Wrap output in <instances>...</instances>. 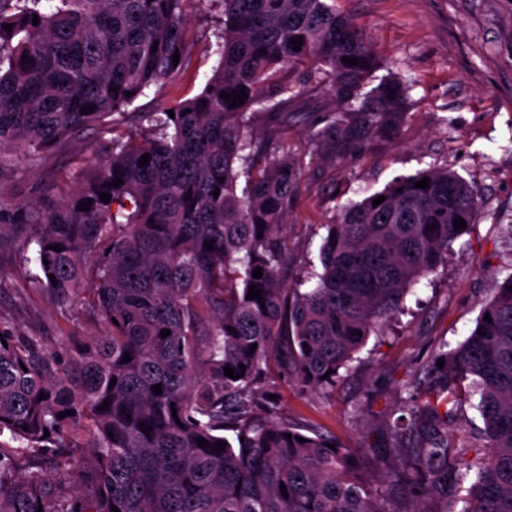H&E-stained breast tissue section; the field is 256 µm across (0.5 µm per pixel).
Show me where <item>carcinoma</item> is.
<instances>
[{"instance_id":"carcinoma-1","label":"carcinoma","mask_w":512,"mask_h":512,"mask_svg":"<svg viewBox=\"0 0 512 512\" xmlns=\"http://www.w3.org/2000/svg\"><path fill=\"white\" fill-rule=\"evenodd\" d=\"M185 2L0 0V174L39 166L87 127L128 117L148 91L173 84L190 63ZM217 2V65L198 94L171 106L175 118L158 112L145 133L112 138L106 155L73 171L72 196L0 204V237L22 225L34 281L64 300L92 280L109 326L67 365L36 340L0 335V438L15 442L0 441V512H512V273L466 339L442 343L399 386L401 419L385 433L401 466L376 458L370 478L368 449L281 418L270 376L303 391L336 383L413 287L447 262L476 221L478 193L446 168L397 176L322 225L318 262L289 274L278 228L302 174L397 132L411 86L386 75L365 90L377 59L327 0ZM297 66L329 82L338 109L291 144L286 105L297 94L285 73ZM242 89L248 98L234 108L220 97ZM424 177L428 188L415 187ZM458 217L466 228H454ZM252 285L263 302L247 298ZM464 403L480 414L486 454L448 436ZM85 420L88 454L76 459L71 432ZM29 458L53 459L55 472L21 471ZM69 484L92 496L65 493Z\"/></svg>"}]
</instances>
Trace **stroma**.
I'll use <instances>...</instances> for the list:
<instances>
[{"instance_id": "obj_1", "label": "stroma", "mask_w": 512, "mask_h": 512, "mask_svg": "<svg viewBox=\"0 0 512 512\" xmlns=\"http://www.w3.org/2000/svg\"><path fill=\"white\" fill-rule=\"evenodd\" d=\"M354 18L380 61V75L412 84L411 105L399 135L375 139L344 162H321L303 175L296 203L280 234L288 261L300 271L316 259L322 226L339 206L362 200L399 175L430 165L448 168L479 191V214L457 240L448 263L414 288L406 310L370 336L325 392H303L284 380L275 386L283 418L358 447L380 434L398 398V387L415 368L431 361L441 343L457 345L474 329L485 303L507 275L512 255V0H331ZM185 29L190 65L176 82L138 99L137 122H103L83 142L47 153L34 169L0 176V204L54 189L66 197L79 184L70 180L86 158L85 145H102L113 134L136 136L148 118L170 102L199 93L216 64L213 53L224 15L216 0H186ZM301 95L292 107L288 140H305L310 122L335 107V100L308 79L289 72ZM22 237L0 247V328L42 341L68 361L77 341L103 335L106 323L87 304L89 290L69 298L35 287L19 262Z\"/></svg>"}]
</instances>
